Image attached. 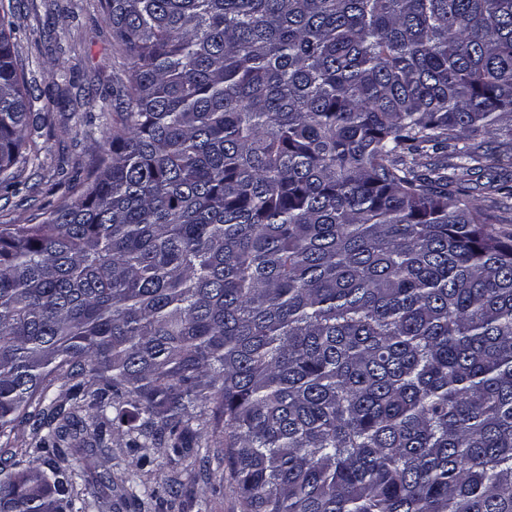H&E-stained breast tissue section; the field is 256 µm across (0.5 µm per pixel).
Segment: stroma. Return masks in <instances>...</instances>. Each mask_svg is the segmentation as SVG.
<instances>
[{"mask_svg": "<svg viewBox=\"0 0 512 512\" xmlns=\"http://www.w3.org/2000/svg\"><path fill=\"white\" fill-rule=\"evenodd\" d=\"M17 33L14 53L23 61L28 81L40 103L34 106L33 128L40 164L27 168L13 187L0 189V224L35 222L44 205L67 193L65 179L84 168L107 148L102 138V97L112 93L116 60L109 28L99 0H13ZM65 65L66 82L52 85L47 78ZM154 472L178 478L177 497L159 490L150 512H240L236 495L221 481L220 471L203 475L190 460L174 459L169 449L154 448ZM89 473L106 472L113 492H120L136 457L124 439L84 460Z\"/></svg>", "mask_w": 512, "mask_h": 512, "instance_id": "35a3bbf8", "label": "stroma"}]
</instances>
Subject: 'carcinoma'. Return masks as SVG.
Wrapping results in <instances>:
<instances>
[{"label":"carcinoma","mask_w":512,"mask_h":512,"mask_svg":"<svg viewBox=\"0 0 512 512\" xmlns=\"http://www.w3.org/2000/svg\"><path fill=\"white\" fill-rule=\"evenodd\" d=\"M108 152L0 224V512L75 448L226 467L242 512H512V0H100ZM0 15V176L39 160ZM430 162L419 168L416 157ZM47 457L45 468L27 457ZM109 478L92 483L106 486Z\"/></svg>","instance_id":"1"}]
</instances>
